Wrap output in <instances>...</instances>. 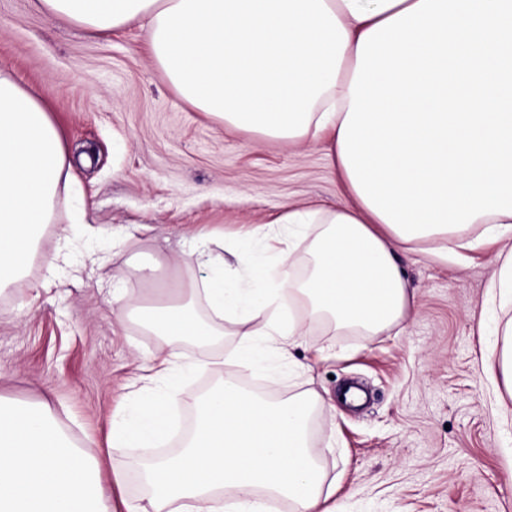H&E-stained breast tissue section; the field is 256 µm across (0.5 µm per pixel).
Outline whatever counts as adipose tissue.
I'll use <instances>...</instances> for the list:
<instances>
[{
    "label": "adipose tissue",
    "instance_id": "1",
    "mask_svg": "<svg viewBox=\"0 0 512 512\" xmlns=\"http://www.w3.org/2000/svg\"><path fill=\"white\" fill-rule=\"evenodd\" d=\"M91 32L141 22L171 85L225 126L266 139L321 142L353 204L290 208L268 225L277 255L253 286L215 274L178 283L124 314L159 336L203 344L234 324L237 364L281 358L308 323L379 334L413 297L398 244L447 258L476 225L512 231V0H39ZM67 151L43 101L0 68V289L25 271ZM307 265L295 276L298 240ZM206 302L208 320L195 312ZM287 311L283 325L268 310ZM176 386L119 425L131 454L168 431ZM318 396L271 402L224 380L203 401L191 441L143 475L127 512H264L258 491L293 512H339L309 443ZM0 512H112L92 452L48 408L0 397Z\"/></svg>",
    "mask_w": 512,
    "mask_h": 512
}]
</instances>
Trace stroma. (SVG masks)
I'll return each instance as SVG.
<instances>
[{"mask_svg": "<svg viewBox=\"0 0 512 512\" xmlns=\"http://www.w3.org/2000/svg\"><path fill=\"white\" fill-rule=\"evenodd\" d=\"M145 41L136 24L98 35L38 0H0V66L49 108L75 188L60 196L25 276L0 293V396L47 405L91 448L112 512L146 496L136 470L154 454L125 457L112 425L169 384L137 383L162 342L117 318L119 305L153 295L138 264L157 263L167 280L175 260L183 278L201 280L219 250L246 279L284 208L351 200L322 144L225 128L176 92ZM482 232L472 230L477 243L461 261L397 250L414 298L388 330L312 324L289 361L229 372L283 398H323L310 445L343 512H512V397L490 379L494 327L512 307L487 299L512 235ZM58 250L68 264L49 267ZM348 385L364 390L361 406L341 400Z\"/></svg>", "mask_w": 512, "mask_h": 512, "instance_id": "stroma-1", "label": "stroma"}]
</instances>
